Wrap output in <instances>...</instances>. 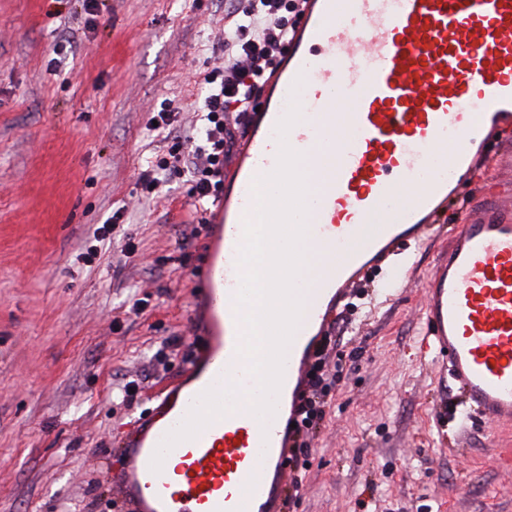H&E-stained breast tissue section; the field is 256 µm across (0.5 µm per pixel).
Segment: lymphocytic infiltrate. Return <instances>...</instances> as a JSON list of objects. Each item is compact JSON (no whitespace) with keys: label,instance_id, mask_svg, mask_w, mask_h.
I'll use <instances>...</instances> for the list:
<instances>
[{"label":"lymphocytic infiltrate","instance_id":"f902f5d3","mask_svg":"<svg viewBox=\"0 0 512 512\" xmlns=\"http://www.w3.org/2000/svg\"><path fill=\"white\" fill-rule=\"evenodd\" d=\"M305 0H245L224 5V59L204 75L207 87L200 114L203 139L175 127L174 115L157 113L156 132L167 142L165 154L143 171L145 185H158L169 171L182 169L190 177V193L197 203L193 221L206 224L207 205L224 185V161L235 144V123L243 121L258 100L264 84L276 69L296 29L290 16H302ZM339 337L324 336L307 371V390L297 409V438L288 460L293 489L303 486L310 466L311 439L331 405V389L340 382L341 363L332 355Z\"/></svg>","mask_w":512,"mask_h":512}]
</instances>
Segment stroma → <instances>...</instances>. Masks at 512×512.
<instances>
[{
    "mask_svg": "<svg viewBox=\"0 0 512 512\" xmlns=\"http://www.w3.org/2000/svg\"><path fill=\"white\" fill-rule=\"evenodd\" d=\"M223 37L224 0H99L90 21L81 0H0V512H125L104 457L184 373L208 235L186 175L144 197L146 127L191 125ZM116 211L138 248L121 267L93 241ZM466 218L440 216L398 295L362 285L328 323L343 377L288 512H512V425L440 435L457 392L420 347L422 283Z\"/></svg>",
    "mask_w": 512,
    "mask_h": 512,
    "instance_id": "stroma-1",
    "label": "stroma"
}]
</instances>
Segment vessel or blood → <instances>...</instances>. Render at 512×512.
<instances>
[{"label":"vessel or blood","instance_id":"obj_1","mask_svg":"<svg viewBox=\"0 0 512 512\" xmlns=\"http://www.w3.org/2000/svg\"><path fill=\"white\" fill-rule=\"evenodd\" d=\"M341 95L351 111L329 108ZM294 101L301 119L285 142L320 177L307 198V234L321 266L307 283L281 406L304 394L316 332L363 274L429 242L432 217L457 194L454 174L485 161L487 135L512 129V0H308L214 207L196 297L206 346L189 359L177 400L162 399L109 462L127 512H270L282 499L294 430L279 413L263 422L238 409L176 444L168 453L176 468L155 472L151 460L203 391L231 379L256 386L237 353L239 246L253 185L277 165L276 126ZM368 223L362 248H350ZM422 292L425 348L460 393L451 421L512 423V202L499 193L477 200Z\"/></svg>","mask_w":512,"mask_h":512}]
</instances>
